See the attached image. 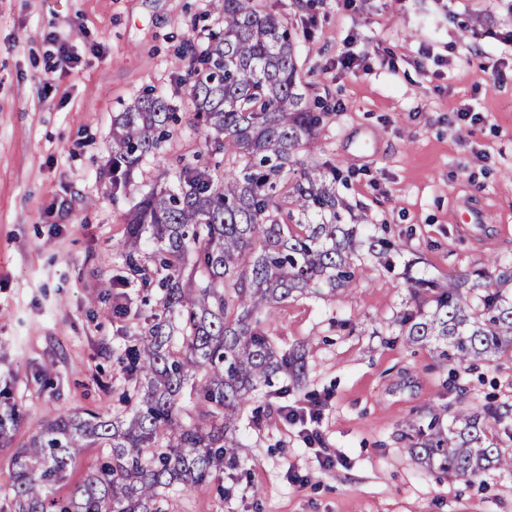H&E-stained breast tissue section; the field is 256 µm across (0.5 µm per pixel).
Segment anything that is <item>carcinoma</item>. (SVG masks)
Segmentation results:
<instances>
[{
	"instance_id": "1",
	"label": "carcinoma",
	"mask_w": 512,
	"mask_h": 512,
	"mask_svg": "<svg viewBox=\"0 0 512 512\" xmlns=\"http://www.w3.org/2000/svg\"><path fill=\"white\" fill-rule=\"evenodd\" d=\"M222 26L206 45L188 46L192 123L224 169L180 164L178 185L158 183L128 216L126 267L140 266L144 233L160 244L155 274L142 286L163 290L161 314L125 350L138 380L130 410L112 419L60 416L40 426L13 454V512H165L161 489L191 486L238 466L241 411L276 373L297 374L300 356L278 349L257 314L325 284L345 290L372 277L364 256L390 268L400 247L352 223L336 195L340 172L312 157L321 113L299 92L295 37L260 0H216ZM179 121L167 98L138 97L112 127V177L127 184L159 153ZM415 308L394 324L412 345L432 347L440 362L466 368L512 351V268L494 259L468 273L409 283ZM190 388L208 409L187 419ZM428 411L411 423V452L442 474L473 480L512 473L487 431L500 407ZM85 448H103L97 468L62 500L53 485Z\"/></svg>"
}]
</instances>
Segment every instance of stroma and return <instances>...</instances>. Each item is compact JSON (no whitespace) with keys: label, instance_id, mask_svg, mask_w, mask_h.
<instances>
[{"label":"stroma","instance_id":"stroma-1","mask_svg":"<svg viewBox=\"0 0 512 512\" xmlns=\"http://www.w3.org/2000/svg\"><path fill=\"white\" fill-rule=\"evenodd\" d=\"M262 3L298 34L307 100L331 104L317 159L344 173L337 192L403 254L347 291L276 309L278 347L305 349L302 385L280 373L260 387V419L238 424L246 457L164 490L167 512H512V473L431 472L408 437L429 408L490 402L506 414L490 435L512 454V356L455 371L392 323L412 304L406 260L429 277L512 260V0ZM473 17L483 25L464 37ZM221 23L213 0H0V410L22 414L0 447V512H12L10 458L35 428L127 407L135 381L122 357L163 293L125 276L126 214L153 180L174 185L180 158L216 163L189 120L180 51ZM61 40L72 67L58 64ZM349 51L363 62L341 66ZM148 89L179 122L117 190L112 121ZM466 108L480 121L461 120ZM465 201L486 218L468 239ZM312 403L319 439L307 444L282 409Z\"/></svg>","mask_w":512,"mask_h":512}]
</instances>
